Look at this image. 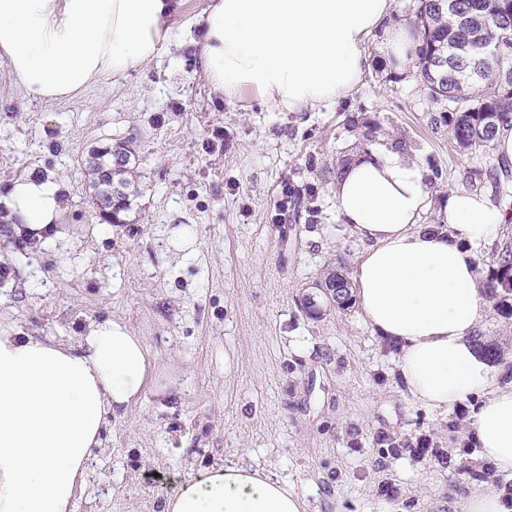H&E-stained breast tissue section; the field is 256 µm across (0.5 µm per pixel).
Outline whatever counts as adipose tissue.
<instances>
[{
  "label": "adipose tissue",
  "instance_id": "obj_1",
  "mask_svg": "<svg viewBox=\"0 0 512 512\" xmlns=\"http://www.w3.org/2000/svg\"><path fill=\"white\" fill-rule=\"evenodd\" d=\"M394 0H212L200 61L213 87L249 90L283 112L351 98L380 34L397 68L413 65L414 32L390 20ZM169 0H0V58L25 96L60 101L96 80L126 78L172 35ZM427 171L389 145L353 161L333 190L341 224L365 242L357 300L375 335L400 346L405 392L432 410L462 403L482 459L512 472V384H498L472 335L487 310L478 247L512 216L468 190L452 192L444 225L421 224ZM55 178L15 181L0 198L17 229L40 232L61 211ZM157 357L118 320L89 324L78 347L0 324V512H74L108 413L154 378ZM163 512H305L286 481L226 464L179 483Z\"/></svg>",
  "mask_w": 512,
  "mask_h": 512
}]
</instances>
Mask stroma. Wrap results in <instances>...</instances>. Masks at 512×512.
<instances>
[{"mask_svg":"<svg viewBox=\"0 0 512 512\" xmlns=\"http://www.w3.org/2000/svg\"><path fill=\"white\" fill-rule=\"evenodd\" d=\"M209 0H171L166 25L185 33L127 78L105 76L70 100L23 96L0 59V196L26 176L61 178L55 235L15 245L0 206V317L34 336L78 345L88 324L115 319L159 358L154 381L119 416H108L75 512H162L198 471L249 464L288 482L306 512H463L481 466L469 407L412 402L398 348L364 324L357 302L337 307L318 282L353 277L365 248L340 224L331 172L357 157L358 115L375 142L408 141L428 171L421 221L441 223L453 191L501 201L471 181L495 153L460 152L418 72L396 71L369 40L371 69L334 108L282 112L244 91L229 99L202 70L200 17ZM224 138L206 150L215 130ZM131 140L137 197L122 224L104 219L89 170L92 149ZM312 190L316 213L280 223L283 188ZM189 226V257L175 228ZM428 436L449 462L387 451L380 436ZM392 485L395 496L380 493Z\"/></svg>","mask_w":512,"mask_h":512,"instance_id":"1","label":"stroma"}]
</instances>
